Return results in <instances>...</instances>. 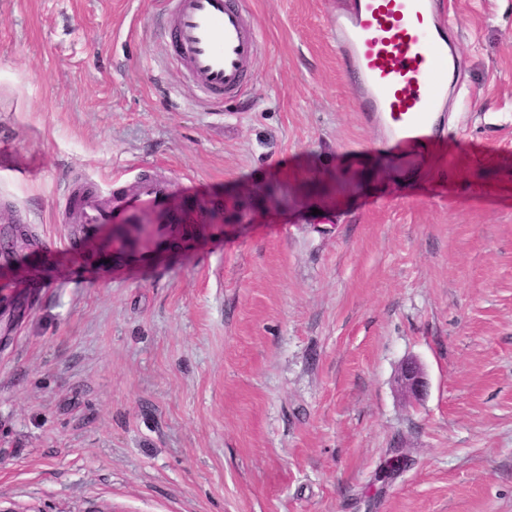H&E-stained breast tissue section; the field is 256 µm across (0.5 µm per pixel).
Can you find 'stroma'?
Here are the masks:
<instances>
[{
  "instance_id": "35a3bbf8",
  "label": "stroma",
  "mask_w": 512,
  "mask_h": 512,
  "mask_svg": "<svg viewBox=\"0 0 512 512\" xmlns=\"http://www.w3.org/2000/svg\"><path fill=\"white\" fill-rule=\"evenodd\" d=\"M335 2L246 0L216 112L157 0H0V512H512V0H445L465 69L407 175ZM144 173L203 223L73 266V186ZM399 381L402 389L413 395L422 391L426 386V379L421 366L412 360H408L402 365Z\"/></svg>"
}]
</instances>
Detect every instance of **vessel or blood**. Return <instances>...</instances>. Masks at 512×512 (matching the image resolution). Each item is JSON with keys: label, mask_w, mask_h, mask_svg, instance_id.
<instances>
[{"label": "vessel or blood", "mask_w": 512, "mask_h": 512, "mask_svg": "<svg viewBox=\"0 0 512 512\" xmlns=\"http://www.w3.org/2000/svg\"><path fill=\"white\" fill-rule=\"evenodd\" d=\"M166 2L159 27L189 79L215 105L241 92L260 43L244 0ZM452 26L434 0H345L327 22L340 66L355 80L358 112L382 131L379 148L416 169L429 165L442 130L446 75L463 64L448 35ZM172 192L170 180L146 174L115 192L110 206L83 190L65 207L82 240L111 227L108 246L123 254L138 249L142 233L160 236L174 222Z\"/></svg>", "instance_id": "1"}]
</instances>
